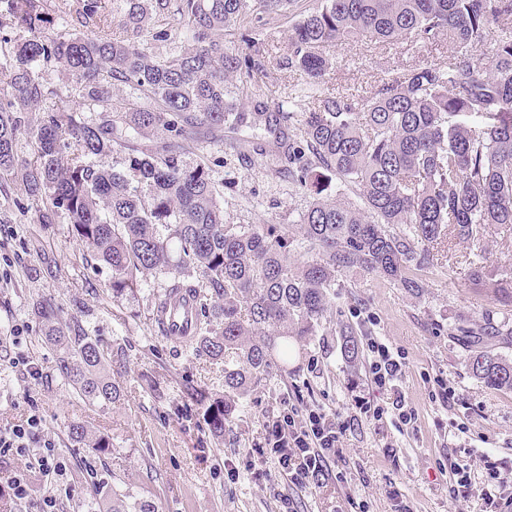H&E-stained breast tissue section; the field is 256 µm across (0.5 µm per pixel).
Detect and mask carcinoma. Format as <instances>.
<instances>
[{"label":"carcinoma","instance_id":"carcinoma-1","mask_svg":"<svg viewBox=\"0 0 512 512\" xmlns=\"http://www.w3.org/2000/svg\"><path fill=\"white\" fill-rule=\"evenodd\" d=\"M125 2L121 14L118 0H69L85 31L44 35L47 0H0V18L23 32L0 44V178L41 203L40 223L67 214L73 234L111 269L112 294L162 276L167 284L155 304L180 288L197 295L193 350L224 361V395L203 403V419L220 438L237 402L288 372L300 344L318 335L337 274L379 273L419 295L423 283L411 263L429 259L444 235L479 242L488 225L512 224V29L490 38L491 24L512 17V0H320L294 24L288 66L307 76L311 106L301 115L302 140L288 142L283 158L292 180L313 195L295 244L271 224L224 223L207 156L193 167L182 161L198 149L201 129L246 123L225 99L226 82L260 66L248 53L224 50V29L248 15L251 0ZM262 3L263 14L241 34L247 45L267 17L290 6ZM173 12L184 27L180 50L154 59L139 37L170 39ZM364 37L446 38L452 52L444 65L400 72L356 99L326 92L325 50ZM51 61L76 77L66 94L44 83L40 66ZM120 84L150 103L118 96ZM79 105L97 118L82 120ZM25 112L42 113L29 160L16 150ZM159 132L162 142L139 143ZM117 153L136 182L105 164ZM326 172L352 196H323ZM396 224L410 233L392 231ZM471 276L499 307L474 327H454L455 336L476 379L512 390V360L493 350L512 342V269L490 281L478 268ZM34 313L77 396L90 405L120 401L108 348L81 330L65 334L47 301L36 302ZM69 436L99 451L110 447L84 423H71ZM109 512L155 510L127 492L112 495Z\"/></svg>","mask_w":512,"mask_h":512}]
</instances>
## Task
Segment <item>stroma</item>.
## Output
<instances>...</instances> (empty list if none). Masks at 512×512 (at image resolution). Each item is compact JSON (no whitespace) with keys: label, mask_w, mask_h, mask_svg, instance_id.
I'll return each mask as SVG.
<instances>
[{"label":"stroma","mask_w":512,"mask_h":512,"mask_svg":"<svg viewBox=\"0 0 512 512\" xmlns=\"http://www.w3.org/2000/svg\"><path fill=\"white\" fill-rule=\"evenodd\" d=\"M317 0H298L288 15L270 20L253 47L237 29L224 32L229 52L249 51L261 70L248 83L232 81L229 100L283 103L302 113L309 106L306 78L288 66L289 35L300 13ZM450 45L432 50L421 42L363 39L332 48V67L322 85L340 93L369 92L395 73L423 63H446ZM246 144L234 147L224 128L205 130L203 151L210 179L221 192L224 221L274 224L294 237L312 197L284 169L276 132L241 128ZM36 204L19 183L0 182V333L17 332L20 346L0 345V427L38 415L66 465L53 491L61 512H107L112 490L132 487L157 512H278L282 496L298 512H483L478 495H449L452 469L489 453L512 468V390L493 389L474 378L468 356L449 330L480 322L492 300L472 287L474 267L486 273L512 266V227L490 226L481 243H448L447 258L417 269L424 285L412 297L380 274L339 273L318 336L302 346L285 374L262 382L243 403L223 438L213 437L194 392L224 391V364L167 340L154 318L153 295L163 278L147 277L139 288L113 296L111 270L94 260L73 236L66 217L36 220ZM51 300L61 319L79 324L110 351L109 368L123 390L108 406L85 404L61 377L58 355L43 339L36 301ZM375 336L401 350V386L417 409L416 428L393 416L370 422L355 415V398L385 403L368 379L367 348L347 363L342 336ZM24 351L39 373L30 379L13 367ZM446 376L455 389L452 407L431 401L428 380ZM315 406L346 428L342 448L321 485L296 488L286 478L268 481L247 469L252 449L263 446L268 416L289 405ZM84 423L108 435L99 453L73 443L68 427Z\"/></svg>","instance_id":"stroma-1"}]
</instances>
